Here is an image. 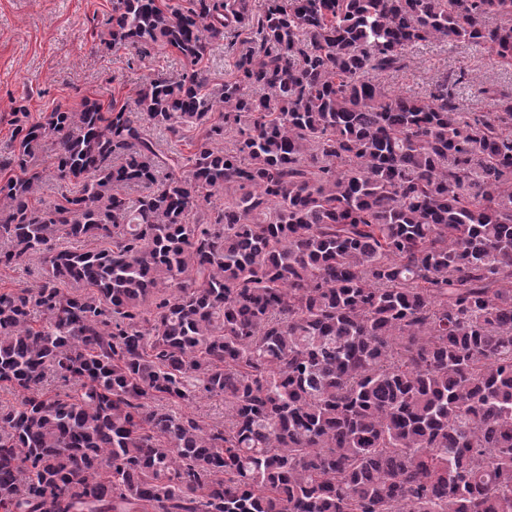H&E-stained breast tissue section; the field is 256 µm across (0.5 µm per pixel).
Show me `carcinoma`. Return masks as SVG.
I'll use <instances>...</instances> for the list:
<instances>
[{
  "label": "carcinoma",
  "instance_id": "carcinoma-1",
  "mask_svg": "<svg viewBox=\"0 0 512 512\" xmlns=\"http://www.w3.org/2000/svg\"><path fill=\"white\" fill-rule=\"evenodd\" d=\"M187 2L112 0L101 44L187 61L135 107L12 101L0 271L49 269L0 287V512H512V97L373 79L432 41L512 68V0ZM232 41L234 42L235 39L228 34L224 41L214 43L211 47L208 60H205V65L210 73L212 83L224 82V75L227 73L233 58L232 51L229 49V44ZM460 85L456 88L455 93L457 101L462 112H492L494 108V102L490 99L479 96L476 93L475 88ZM48 153H43L42 157H40V160L38 163H41V168H45L46 171L44 173V181L42 183V189L40 190V197L42 199L48 201L56 200L60 197L61 192H65L66 189L72 188L74 185L70 183H65L63 181L57 180V178L53 175L52 170L49 166V158L47 157ZM45 160V161H43ZM47 266L39 259H33L7 275H0V286L11 288H36L46 276Z\"/></svg>",
  "mask_w": 512,
  "mask_h": 512
}]
</instances>
